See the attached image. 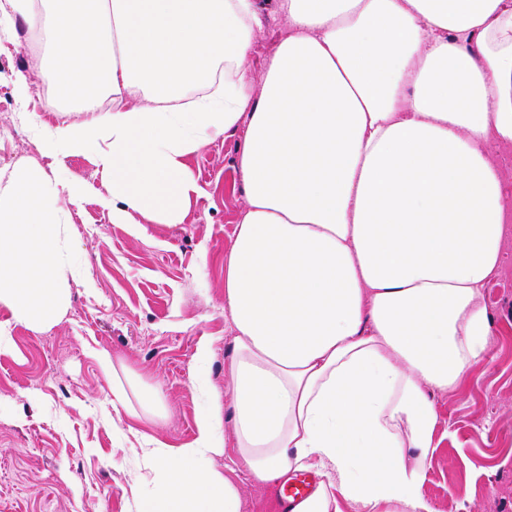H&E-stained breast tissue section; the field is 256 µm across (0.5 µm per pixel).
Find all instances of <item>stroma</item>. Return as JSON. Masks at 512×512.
<instances>
[{"label":"stroma","instance_id":"35a3bbf8","mask_svg":"<svg viewBox=\"0 0 512 512\" xmlns=\"http://www.w3.org/2000/svg\"><path fill=\"white\" fill-rule=\"evenodd\" d=\"M26 24L0 32V86L43 71L18 111L0 115V167L41 161L37 128L78 122L80 112L46 109L51 75L41 44L24 51ZM239 141L215 138L184 160L196 185L178 224H151L144 235L112 221L104 177L85 155L56 170L79 190L72 206L80 273L64 314L50 327L17 320L0 305V512H136L155 473L139 452L146 438L179 448L196 423L224 400L233 334L224 317V256L239 222L245 188ZM494 336L462 386L435 394L448 436L431 458L425 493L436 512H512V231L499 274L484 290ZM207 343L206 360L197 347ZM132 373L127 402L112 394L100 352ZM154 390L158 412L128 415L138 388ZM221 429L233 435L230 408ZM233 450L214 456L243 487L241 512H276L277 495L234 466Z\"/></svg>","mask_w":512,"mask_h":512}]
</instances>
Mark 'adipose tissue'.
Masks as SVG:
<instances>
[{
  "label": "adipose tissue",
  "instance_id": "obj_1",
  "mask_svg": "<svg viewBox=\"0 0 512 512\" xmlns=\"http://www.w3.org/2000/svg\"><path fill=\"white\" fill-rule=\"evenodd\" d=\"M275 3L287 27L260 58L261 0H0L52 55L48 109L111 99L37 138L53 159L90 155L113 223H179L196 191L184 158L241 138L233 438L215 407L189 445L152 441L158 485L137 512H240L212 463L229 445L256 486L324 472L290 512H435L432 394L491 343L483 290L512 223L492 153L512 144V0ZM75 198L42 165L0 173V302L23 321L63 306Z\"/></svg>",
  "mask_w": 512,
  "mask_h": 512
}]
</instances>
